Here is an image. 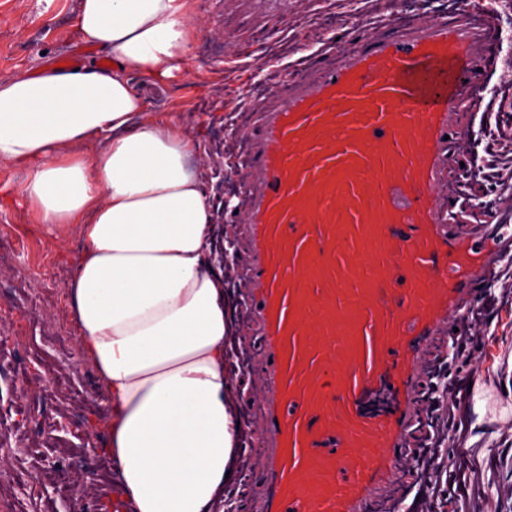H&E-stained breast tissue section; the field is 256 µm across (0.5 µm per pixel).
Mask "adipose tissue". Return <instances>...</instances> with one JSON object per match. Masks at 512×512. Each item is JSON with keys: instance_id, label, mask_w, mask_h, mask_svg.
Returning <instances> with one entry per match:
<instances>
[{"instance_id": "adipose-tissue-1", "label": "adipose tissue", "mask_w": 512, "mask_h": 512, "mask_svg": "<svg viewBox=\"0 0 512 512\" xmlns=\"http://www.w3.org/2000/svg\"><path fill=\"white\" fill-rule=\"evenodd\" d=\"M190 12L191 0H77L74 35L109 66L0 80V158L27 168L38 223L80 227L69 312L104 386L127 512H228L235 494L242 428L205 177L179 123L150 117L131 80L188 68ZM97 139L104 150L75 153Z\"/></svg>"}]
</instances>
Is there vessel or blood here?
Instances as JSON below:
<instances>
[{
  "label": "vessel or blood",
  "instance_id": "obj_1",
  "mask_svg": "<svg viewBox=\"0 0 512 512\" xmlns=\"http://www.w3.org/2000/svg\"><path fill=\"white\" fill-rule=\"evenodd\" d=\"M261 20L296 0H241ZM488 16L376 23L327 63L274 68L233 130L239 353L263 475L248 512H400L434 384L485 335L476 287L512 255L496 211L470 221L472 105L494 64Z\"/></svg>",
  "mask_w": 512,
  "mask_h": 512
}]
</instances>
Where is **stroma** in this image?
Instances as JSON below:
<instances>
[{
    "label": "stroma",
    "mask_w": 512,
    "mask_h": 512,
    "mask_svg": "<svg viewBox=\"0 0 512 512\" xmlns=\"http://www.w3.org/2000/svg\"><path fill=\"white\" fill-rule=\"evenodd\" d=\"M453 0H301L296 11L262 35L240 14L236 0H191L198 32L189 72L155 85L141 74L132 81L149 114L176 118L194 139L198 167L210 184L217 245L233 234L225 208L238 190L233 158L240 150L231 126L242 98L269 67L294 65L309 56L313 40L347 41L351 27L369 31L379 19L411 13L447 16ZM498 27L497 60L485 75L495 97L474 121L473 152L489 175L481 202L501 205L512 194V0H469ZM76 0H0V80L33 75L57 60L92 57L78 43ZM27 172L0 160V239L23 242L16 266L0 268V451L16 455L0 471V512H66L73 473L111 470L105 451L108 412L102 385L84 354L67 311V289L83 241L75 224L38 223L23 199ZM490 306V333L463 340L448 364L437 368L456 392L435 416L434 439L419 463L434 468L436 484L417 486L407 512H512V261L480 288ZM69 375L73 392L91 395L84 407L65 411L61 397L19 381L45 371Z\"/></svg>",
    "instance_id": "stroma-1"
}]
</instances>
